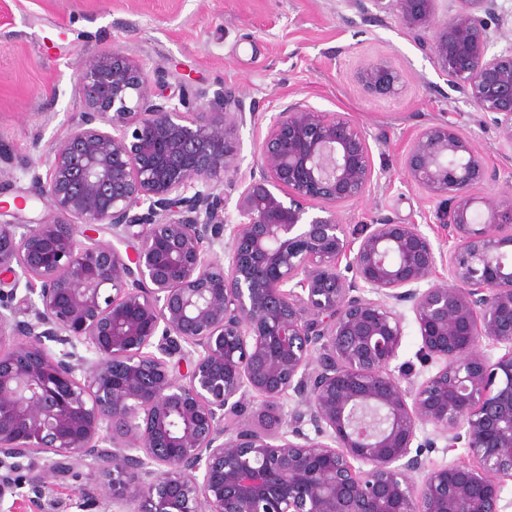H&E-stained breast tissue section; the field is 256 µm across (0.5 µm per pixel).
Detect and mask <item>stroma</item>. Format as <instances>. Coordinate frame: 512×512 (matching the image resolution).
I'll use <instances>...</instances> for the list:
<instances>
[{
    "instance_id": "35a3bbf8",
    "label": "stroma",
    "mask_w": 512,
    "mask_h": 512,
    "mask_svg": "<svg viewBox=\"0 0 512 512\" xmlns=\"http://www.w3.org/2000/svg\"><path fill=\"white\" fill-rule=\"evenodd\" d=\"M108 46L144 61L168 90L184 82L221 89L255 112L254 124L237 132L240 171L220 184L228 208L270 116L301 100L346 114L369 134L380 180L341 208L343 223H424L434 242L447 245V230L432 221L437 200L408 184L403 171L411 139L440 121L471 138L499 174L473 196L512 197V148L387 11L364 12L351 0H0V153L13 173L0 183V207L21 203L27 217H50L32 176L46 174L45 154L82 109L74 85L83 58ZM378 61L400 72L398 94L363 89L360 72Z\"/></svg>"
}]
</instances>
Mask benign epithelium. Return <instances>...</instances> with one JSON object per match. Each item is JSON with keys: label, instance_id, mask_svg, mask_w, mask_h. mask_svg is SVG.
Here are the masks:
<instances>
[{"label": "benign epithelium", "instance_id": "benign-epithelium-1", "mask_svg": "<svg viewBox=\"0 0 512 512\" xmlns=\"http://www.w3.org/2000/svg\"><path fill=\"white\" fill-rule=\"evenodd\" d=\"M371 2L512 148L497 0H462L442 21L437 0ZM360 81L388 96L401 74L380 61ZM74 93L83 111L32 177L54 217L0 220V505L27 486L66 512L53 486L86 466L103 483L82 512H505L512 198L474 209L473 186L499 174L470 138L432 123L403 159L407 182L442 204L445 252L420 224L342 223L378 180L369 134L290 104L270 118L226 240L219 185L255 120L241 101L156 90L120 49L86 60ZM99 225L112 240L90 234ZM405 305L419 371L394 366ZM426 425L468 459L426 467Z\"/></svg>", "mask_w": 512, "mask_h": 512}]
</instances>
